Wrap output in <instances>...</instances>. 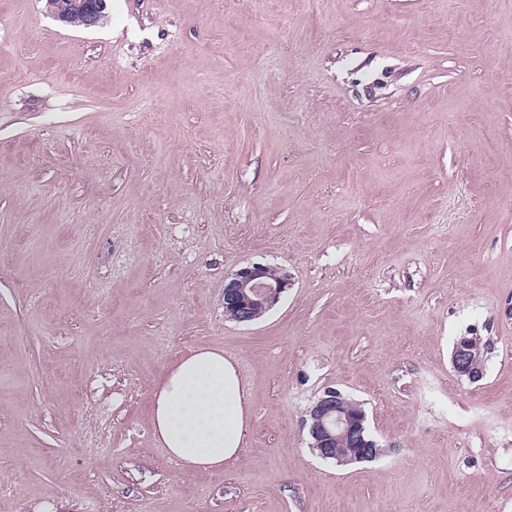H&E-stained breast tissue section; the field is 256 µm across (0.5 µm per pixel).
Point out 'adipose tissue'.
<instances>
[{
  "label": "adipose tissue",
  "mask_w": 512,
  "mask_h": 512,
  "mask_svg": "<svg viewBox=\"0 0 512 512\" xmlns=\"http://www.w3.org/2000/svg\"><path fill=\"white\" fill-rule=\"evenodd\" d=\"M252 416L237 361L220 348H195L170 365L151 401L153 438L167 457L196 472L237 462Z\"/></svg>",
  "instance_id": "1"
}]
</instances>
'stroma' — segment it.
<instances>
[{
	"label": "stroma",
	"mask_w": 512,
	"mask_h": 512,
	"mask_svg": "<svg viewBox=\"0 0 512 512\" xmlns=\"http://www.w3.org/2000/svg\"><path fill=\"white\" fill-rule=\"evenodd\" d=\"M44 5L0 0V512H512V0ZM253 261L292 284L225 320ZM202 346L252 393L206 474L150 425ZM329 387L381 457L311 452ZM46 2L48 13L66 25L72 15H77L84 28H91L102 24L107 15V0H69L66 10L54 8L52 1ZM483 355L477 349L474 336H462L452 350L451 362L454 371L460 377H464L472 383L478 382L484 375Z\"/></svg>",
	"instance_id": "1"
}]
</instances>
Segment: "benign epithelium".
I'll return each mask as SVG.
<instances>
[{
  "instance_id": "7a95c632",
  "label": "benign epithelium",
  "mask_w": 512,
  "mask_h": 512,
  "mask_svg": "<svg viewBox=\"0 0 512 512\" xmlns=\"http://www.w3.org/2000/svg\"><path fill=\"white\" fill-rule=\"evenodd\" d=\"M46 9L64 24L76 15L84 27L91 28L102 24L106 18L107 0H69L64 10L53 7L49 0ZM289 285L286 270L250 262L224 280V316L239 324H250L253 309H273ZM451 362L456 374L472 383L484 375L483 355L473 336H463L455 342ZM364 421L365 416L347 410L342 392L328 388L308 411L306 426L310 448L318 451L320 458L333 459L342 465L375 459L382 454L383 448L377 441L363 437ZM339 442L350 445L352 453L345 457L335 455V446Z\"/></svg>"
}]
</instances>
